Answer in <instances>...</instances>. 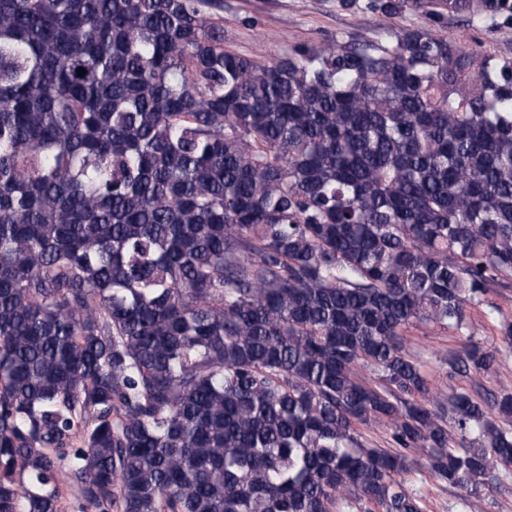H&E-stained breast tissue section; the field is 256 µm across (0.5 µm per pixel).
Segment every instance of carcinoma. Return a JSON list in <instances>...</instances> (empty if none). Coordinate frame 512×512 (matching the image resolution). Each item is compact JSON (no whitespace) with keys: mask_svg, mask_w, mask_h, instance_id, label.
<instances>
[{"mask_svg":"<svg viewBox=\"0 0 512 512\" xmlns=\"http://www.w3.org/2000/svg\"><path fill=\"white\" fill-rule=\"evenodd\" d=\"M340 4L385 37L265 62L217 0H0V512H423L369 424L512 471V392L405 346L512 288V59L398 24L512 0Z\"/></svg>","mask_w":512,"mask_h":512,"instance_id":"carcinoma-1","label":"carcinoma"}]
</instances>
